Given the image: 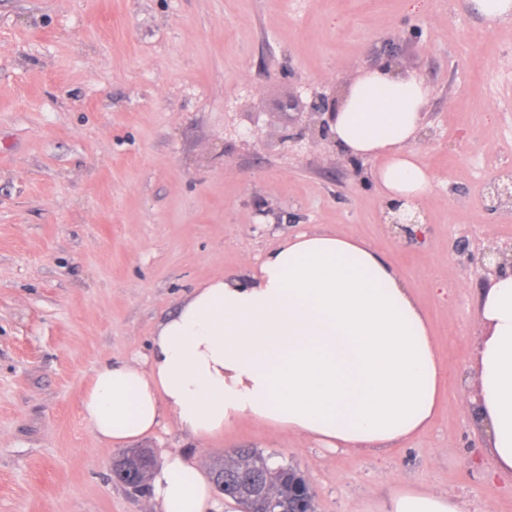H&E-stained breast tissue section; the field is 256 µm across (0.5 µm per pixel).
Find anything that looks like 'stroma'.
Instances as JSON below:
<instances>
[{"label": "stroma", "mask_w": 512, "mask_h": 512, "mask_svg": "<svg viewBox=\"0 0 512 512\" xmlns=\"http://www.w3.org/2000/svg\"><path fill=\"white\" fill-rule=\"evenodd\" d=\"M389 58L427 91L413 149L432 187L410 238L386 222L374 161L284 139L292 101L340 99ZM508 171L512 18L473 0H0V512H153L80 415L94 369L147 353L192 288L316 228L373 245L427 312L445 373L430 426L336 454L248 420L200 446L168 422L142 447L207 468L275 455L314 483L316 512L400 482L512 512V479L475 466L467 401L484 285L469 258L512 244V208L487 196Z\"/></svg>", "instance_id": "35a3bbf8"}]
</instances>
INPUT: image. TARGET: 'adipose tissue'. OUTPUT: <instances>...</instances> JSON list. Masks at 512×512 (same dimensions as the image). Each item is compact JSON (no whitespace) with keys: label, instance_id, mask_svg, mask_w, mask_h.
Listing matches in <instances>:
<instances>
[{"label":"adipose tissue","instance_id":"ef3b65f1","mask_svg":"<svg viewBox=\"0 0 512 512\" xmlns=\"http://www.w3.org/2000/svg\"><path fill=\"white\" fill-rule=\"evenodd\" d=\"M423 84L394 65L344 92L331 125L353 158H382L386 203L414 219L431 178L411 148ZM477 426L492 476L512 477V274L478 305ZM444 370L427 316L400 272L365 241L327 230L284 238L246 275L194 288L144 356L100 361L80 412L101 441L153 436L166 421L199 445L243 420L332 451L392 448L426 429ZM154 512H224L197 457L164 453L150 480ZM362 512H464L459 497L401 483Z\"/></svg>","mask_w":512,"mask_h":512}]
</instances>
